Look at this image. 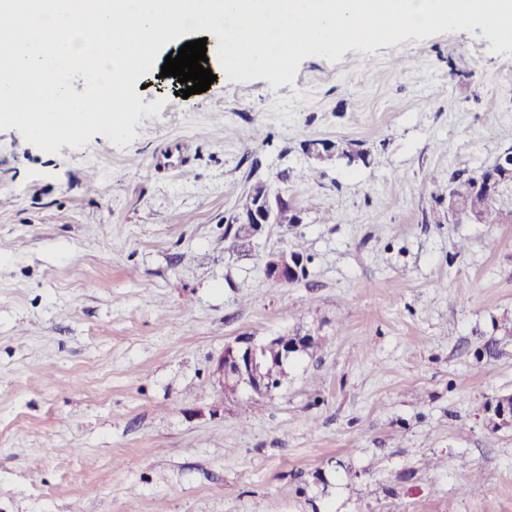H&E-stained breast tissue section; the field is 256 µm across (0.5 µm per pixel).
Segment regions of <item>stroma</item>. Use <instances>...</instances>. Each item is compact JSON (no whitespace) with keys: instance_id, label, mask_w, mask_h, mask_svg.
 <instances>
[{"instance_id":"1","label":"stroma","mask_w":512,"mask_h":512,"mask_svg":"<svg viewBox=\"0 0 512 512\" xmlns=\"http://www.w3.org/2000/svg\"><path fill=\"white\" fill-rule=\"evenodd\" d=\"M491 46L410 37L276 88L212 59L186 98L153 73L141 102L164 105L121 148L0 129V512H512V429L487 426L512 395V216L425 221L512 146ZM309 140L368 158L318 166ZM259 180L301 221L232 247ZM296 246L306 277L269 281ZM309 328L261 409L221 396L225 344ZM472 172L464 176L465 170L455 172L451 179L449 188L446 186L441 192L436 189L440 199L448 197V190L450 195L454 198L456 204L462 210H470L478 202H480V195L477 192V181L479 177L487 175L486 172Z\"/></svg>"}]
</instances>
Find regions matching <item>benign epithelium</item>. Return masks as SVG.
Returning a JSON list of instances; mask_svg holds the SVG:
<instances>
[{
	"label": "benign epithelium",
	"mask_w": 512,
	"mask_h": 512,
	"mask_svg": "<svg viewBox=\"0 0 512 512\" xmlns=\"http://www.w3.org/2000/svg\"><path fill=\"white\" fill-rule=\"evenodd\" d=\"M306 153L315 161L335 153L336 145L313 141L307 144ZM281 200H272L266 195L257 200L252 210L239 217V222L256 228L263 224L275 223ZM265 271L267 277L278 284L298 281L306 273V259L292 251H278L268 256ZM311 337H299L288 341L286 337L275 336L257 341L252 336H240L224 347L213 371L223 395L246 392L249 397L268 398L281 388L278 380L262 370L267 355L279 360L281 366L290 364L310 343ZM489 424L492 429L512 428V396H504L490 409Z\"/></svg>",
	"instance_id": "7a95c632"
}]
</instances>
